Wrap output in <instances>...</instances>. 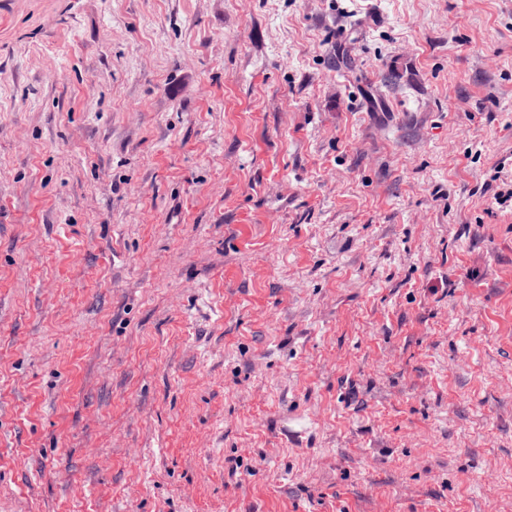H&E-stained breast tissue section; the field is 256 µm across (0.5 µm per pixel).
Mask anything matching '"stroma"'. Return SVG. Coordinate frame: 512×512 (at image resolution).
<instances>
[{"label": "stroma", "instance_id": "obj_1", "mask_svg": "<svg viewBox=\"0 0 512 512\" xmlns=\"http://www.w3.org/2000/svg\"><path fill=\"white\" fill-rule=\"evenodd\" d=\"M512 0H0V512H512Z\"/></svg>", "mask_w": 512, "mask_h": 512}]
</instances>
